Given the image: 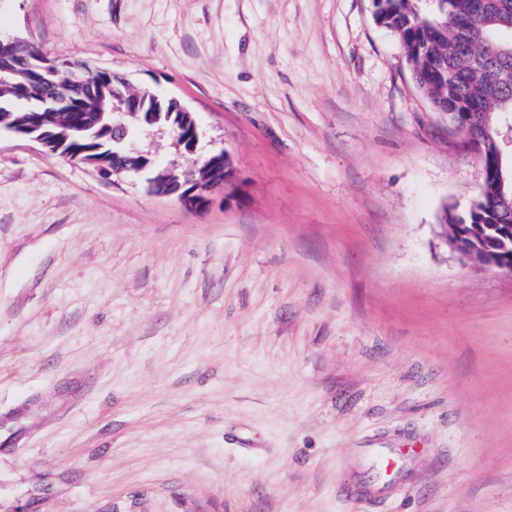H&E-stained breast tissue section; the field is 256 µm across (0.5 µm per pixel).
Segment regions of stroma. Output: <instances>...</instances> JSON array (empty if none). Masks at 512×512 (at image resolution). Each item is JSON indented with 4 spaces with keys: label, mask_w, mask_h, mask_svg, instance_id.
<instances>
[{
    "label": "stroma",
    "mask_w": 512,
    "mask_h": 512,
    "mask_svg": "<svg viewBox=\"0 0 512 512\" xmlns=\"http://www.w3.org/2000/svg\"><path fill=\"white\" fill-rule=\"evenodd\" d=\"M0 35L176 98L195 154L134 146L239 186L0 130V512H512V279L445 242L482 168L374 0H0ZM126 157L122 165L113 167L112 171L129 172L149 175L147 182L149 188L160 194L176 195L183 203L186 197L192 198L190 208L201 209L209 205L212 197L217 193H224V201L232 197L237 191V184L229 159L224 152L213 154L203 162L202 169H206L208 177L203 180L195 178V171L184 172L183 180L173 176L169 167H162L150 155L124 146ZM191 185L193 190L188 195L181 190Z\"/></svg>",
    "instance_id": "1"
}]
</instances>
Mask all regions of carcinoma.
I'll return each instance as SVG.
<instances>
[{
  "mask_svg": "<svg viewBox=\"0 0 512 512\" xmlns=\"http://www.w3.org/2000/svg\"><path fill=\"white\" fill-rule=\"evenodd\" d=\"M376 19L394 31L401 42L406 65L416 86L427 91V101L436 112H472L486 126L485 147L491 156L504 153V163L512 160V0H486V11L473 14L469 0H375ZM21 72L40 66L59 73L63 93L78 106L92 93L104 91L106 102L112 90L123 94L124 82L115 83L100 73L93 81L67 82L74 64L51 59L35 46L15 51L11 60ZM48 89L40 83L28 85L19 95L0 83V122L11 127L27 112L34 111L36 100ZM73 155H93L99 147L112 153L108 129L96 136L89 131L69 137ZM461 227L464 242L486 240L494 246L488 227L497 223L498 214L490 202H478Z\"/></svg>",
  "mask_w": 512,
  "mask_h": 512,
  "instance_id": "cac0c4a2",
  "label": "carcinoma"
}]
</instances>
